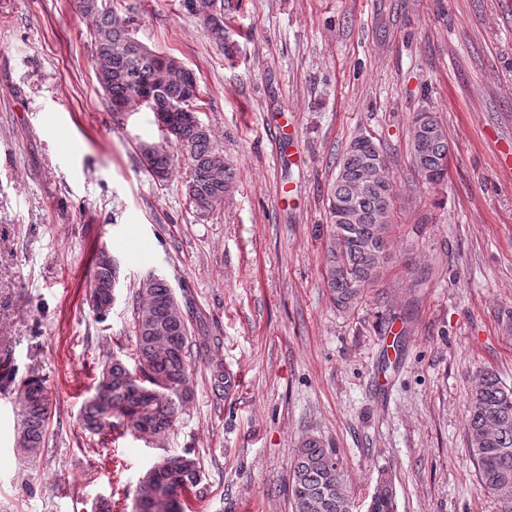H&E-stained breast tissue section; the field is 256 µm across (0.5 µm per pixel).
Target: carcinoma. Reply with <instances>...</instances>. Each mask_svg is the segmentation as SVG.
<instances>
[{"mask_svg":"<svg viewBox=\"0 0 512 512\" xmlns=\"http://www.w3.org/2000/svg\"><path fill=\"white\" fill-rule=\"evenodd\" d=\"M88 19V34L96 58L95 77L112 111L139 108L146 96L159 105L174 107L170 113V140L186 162L184 193L188 206L205 219L224 203L235 180L234 168L214 146L213 134L202 122L185 117L183 110L201 109L200 94H191L188 79L168 64L171 56L145 51L134 36L136 20L118 8V0H76ZM208 35L224 43V15L236 8L234 0H186ZM435 130L426 152L411 151L412 166L421 182L430 187L448 178V137L433 112H418L410 129V143L418 127ZM382 146L372 140H352L336 162V177L329 198V233L324 253L323 279L337 309L355 308L378 281L391 259L389 232L396 194L393 183L370 169L368 159ZM144 168L158 182L172 170L167 153L141 151ZM354 207L355 218L336 222V207ZM117 268L112 256L101 251L96 259L90 308L102 316L109 310ZM134 336L131 370L118 357L106 362L94 377L81 407L86 432L102 440L110 434L143 435L162 446L173 430L179 409L193 397L189 368L193 359L206 355L207 343L193 340L190 312L159 278L143 281L134 299ZM0 383L14 387L19 406L17 452L35 460L44 446L52 401L45 379L36 369L21 379L0 376ZM468 452L476 463L481 483L498 499L512 496V386L485 370L468 398ZM202 470L190 449L165 454L145 471L133 512H184L180 496L198 489ZM294 512H349L352 498L339 468L336 450L317 439L302 441L292 466ZM371 512H395L396 489L391 478L380 476L371 496Z\"/></svg>","mask_w":512,"mask_h":512,"instance_id":"1","label":"carcinoma"}]
</instances>
